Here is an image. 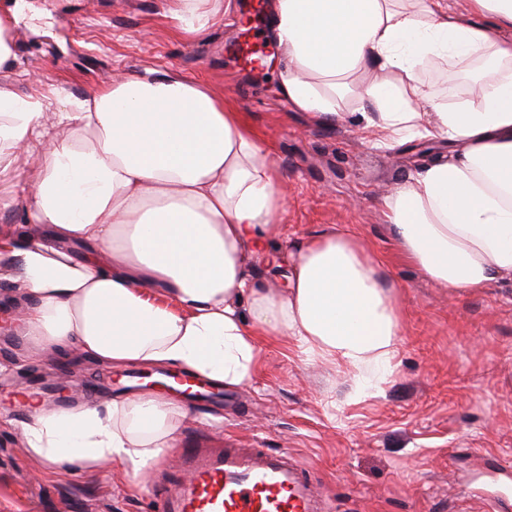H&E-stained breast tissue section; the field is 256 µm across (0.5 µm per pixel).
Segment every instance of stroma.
<instances>
[{
    "label": "stroma",
    "instance_id": "obj_1",
    "mask_svg": "<svg viewBox=\"0 0 512 512\" xmlns=\"http://www.w3.org/2000/svg\"><path fill=\"white\" fill-rule=\"evenodd\" d=\"M47 20L14 29L15 60L0 87L21 97L64 88L82 98L117 79L165 69L195 79L243 112L275 151L285 191L282 235L304 240L350 229L383 263L403 310L394 369L380 390L355 396L357 378L302 351L290 336L261 343L247 384L189 410L175 445L146 475L98 465L93 476L51 475L21 435L33 404L83 406L130 397L122 369L80 361L75 351L27 362L31 342L13 320L24 300L11 255L0 253V512H162L153 487L172 482L186 448L285 449L306 466L329 512H512V284L449 298L398 248L382 197L447 143L412 139L390 149L368 143L350 118L356 99L340 101L342 120L316 123L280 92L284 51L259 43L263 69L225 65L236 36L230 0L220 22L187 37L171 0H29ZM452 82L435 84L445 105H478L471 87L481 65L452 59ZM39 157L17 152L0 166V237L23 228ZM78 364L76 381L65 380Z\"/></svg>",
    "mask_w": 512,
    "mask_h": 512
}]
</instances>
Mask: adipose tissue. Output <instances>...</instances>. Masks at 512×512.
<instances>
[{"label": "adipose tissue", "mask_w": 512, "mask_h": 512, "mask_svg": "<svg viewBox=\"0 0 512 512\" xmlns=\"http://www.w3.org/2000/svg\"><path fill=\"white\" fill-rule=\"evenodd\" d=\"M271 32L288 57L283 95L331 125L352 95L376 147L445 138L448 158L408 174L382 201L395 240L449 296L512 281V0H272ZM483 63L479 107L435 102L417 66ZM43 100L0 87V162L26 149L42 173L27 209L42 236L15 247L27 298L19 329L33 355L75 346L111 367L175 366L233 387L255 373L262 336H291L379 388L393 366L403 314L382 264L348 231L293 243L288 286L244 269L279 237L284 198L270 147L196 81L134 77L68 101L59 142ZM95 253L76 259L71 243ZM161 291L163 300L149 297ZM184 412L153 393L68 412L36 408L26 445L56 470L108 462L144 472L170 447Z\"/></svg>", "instance_id": "adipose-tissue-1"}]
</instances>
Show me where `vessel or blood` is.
I'll list each match as a JSON object with an SVG mask.
<instances>
[{
  "label": "vessel or blood",
  "mask_w": 512,
  "mask_h": 512,
  "mask_svg": "<svg viewBox=\"0 0 512 512\" xmlns=\"http://www.w3.org/2000/svg\"><path fill=\"white\" fill-rule=\"evenodd\" d=\"M180 484L156 489L163 512H324L287 451L190 448Z\"/></svg>",
  "instance_id": "1"
}]
</instances>
